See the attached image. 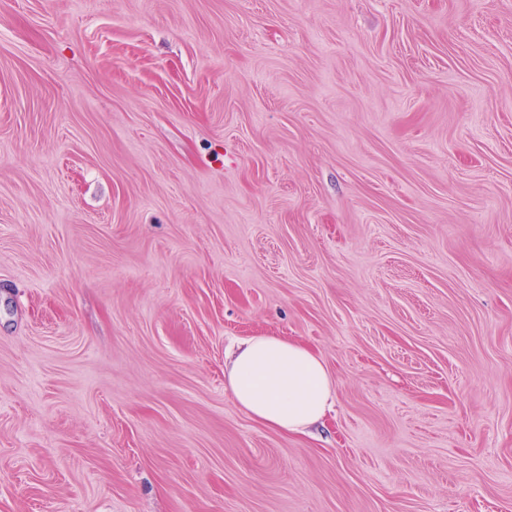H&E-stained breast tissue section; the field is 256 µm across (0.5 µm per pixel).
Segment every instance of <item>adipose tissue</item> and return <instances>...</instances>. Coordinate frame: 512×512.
<instances>
[{"label":"adipose tissue","mask_w":512,"mask_h":512,"mask_svg":"<svg viewBox=\"0 0 512 512\" xmlns=\"http://www.w3.org/2000/svg\"><path fill=\"white\" fill-rule=\"evenodd\" d=\"M226 388L249 417L298 433L322 423L335 399V382L323 359L279 336L242 340L224 370Z\"/></svg>","instance_id":"ef3b65f1"}]
</instances>
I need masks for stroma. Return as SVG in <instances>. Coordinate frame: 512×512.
Returning <instances> with one entry per match:
<instances>
[{
	"mask_svg": "<svg viewBox=\"0 0 512 512\" xmlns=\"http://www.w3.org/2000/svg\"><path fill=\"white\" fill-rule=\"evenodd\" d=\"M0 512H512V0H0ZM224 367L226 389L249 417L298 433L322 423L335 399V382L323 359L280 336L242 340Z\"/></svg>",
	"mask_w": 512,
	"mask_h": 512,
	"instance_id": "1",
	"label": "stroma"
}]
</instances>
